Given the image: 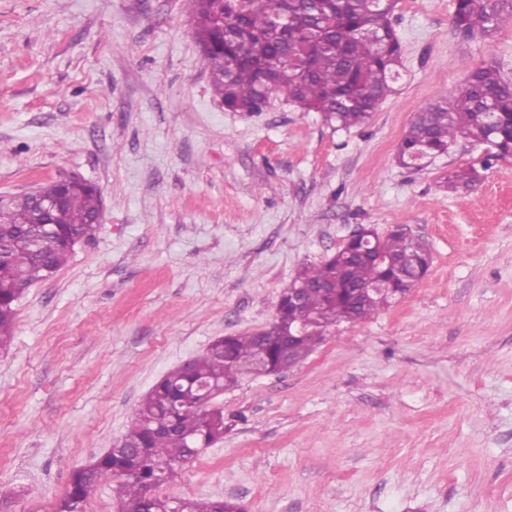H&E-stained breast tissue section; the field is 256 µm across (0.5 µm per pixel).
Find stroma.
<instances>
[{
	"instance_id": "stroma-1",
	"label": "stroma",
	"mask_w": 512,
	"mask_h": 512,
	"mask_svg": "<svg viewBox=\"0 0 512 512\" xmlns=\"http://www.w3.org/2000/svg\"><path fill=\"white\" fill-rule=\"evenodd\" d=\"M455 0H398L395 91L340 129L287 94L215 97L190 0H0V195L74 174L103 219L16 303L0 351V499L53 512L167 372L268 327L305 265L357 225L403 227L432 265L403 297L328 327L299 364L211 405L224 436L163 494L243 512H512V157L458 139L419 170L399 141L477 68L512 80V14L463 40Z\"/></svg>"
}]
</instances>
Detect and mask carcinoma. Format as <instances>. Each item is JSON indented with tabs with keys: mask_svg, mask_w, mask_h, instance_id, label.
Segmentation results:
<instances>
[{
	"mask_svg": "<svg viewBox=\"0 0 512 512\" xmlns=\"http://www.w3.org/2000/svg\"><path fill=\"white\" fill-rule=\"evenodd\" d=\"M192 23L204 53L214 92L232 111L259 112L273 86L306 112L324 114L342 129L366 124L392 92L399 76L401 44L392 24L397 0H245L240 13L225 0H191ZM512 0H456L452 24L465 38L496 32ZM239 29L240 42L224 43V26ZM459 137L490 142L504 158L512 152V82L491 67L475 70L451 98L425 106L407 127L398 160L414 167V156L448 152ZM474 168L448 176L447 188H472ZM100 193L72 184L60 211L40 215L26 194L0 205V351L9 347L15 303L23 294L19 278L32 284L63 266L71 249L65 236L89 241L96 235ZM430 249L418 238L394 231L374 235L339 260L331 256L306 266L293 284L305 287L298 305L279 299V315L260 332L224 336L194 358L189 371L163 376L143 398L136 419L118 445L71 475L55 512H85L99 487L114 482L121 512H240L223 498L192 500L157 493L173 464L197 455L224 436V414L201 402L197 384L215 381L227 388L243 375L280 372L304 360L321 330L358 322L406 295L417 281V260ZM310 333L285 345L274 336L295 325Z\"/></svg>",
	"mask_w": 512,
	"mask_h": 512,
	"instance_id": "1",
	"label": "carcinoma"
}]
</instances>
